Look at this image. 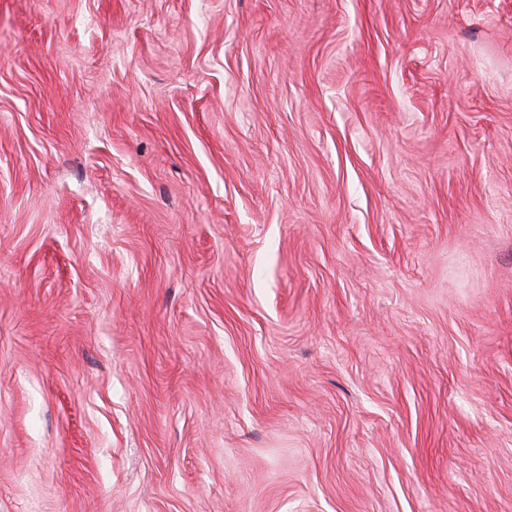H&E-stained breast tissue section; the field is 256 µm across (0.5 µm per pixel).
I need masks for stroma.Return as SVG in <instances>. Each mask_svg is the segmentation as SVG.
<instances>
[{"label": "stroma", "instance_id": "1", "mask_svg": "<svg viewBox=\"0 0 512 512\" xmlns=\"http://www.w3.org/2000/svg\"><path fill=\"white\" fill-rule=\"evenodd\" d=\"M0 512H512V0H0Z\"/></svg>", "mask_w": 512, "mask_h": 512}]
</instances>
